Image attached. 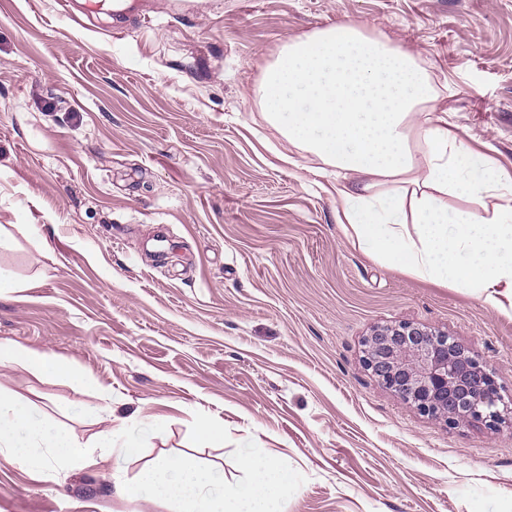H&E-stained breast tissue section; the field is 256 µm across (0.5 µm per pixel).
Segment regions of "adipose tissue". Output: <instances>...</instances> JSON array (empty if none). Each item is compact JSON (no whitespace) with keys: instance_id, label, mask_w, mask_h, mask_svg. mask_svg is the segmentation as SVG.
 I'll return each mask as SVG.
<instances>
[{"instance_id":"adipose-tissue-1","label":"adipose tissue","mask_w":512,"mask_h":512,"mask_svg":"<svg viewBox=\"0 0 512 512\" xmlns=\"http://www.w3.org/2000/svg\"><path fill=\"white\" fill-rule=\"evenodd\" d=\"M263 120L294 149L335 168L339 223L354 244L441 286L463 288L512 319V174L448 128L424 61L355 25H334L284 44L265 71ZM467 208L452 209L449 197ZM111 434L81 441L36 419L0 390V457L33 472L107 463ZM255 488L212 493L209 470L184 457L154 459L119 498L146 484L172 512H278L290 485L271 457L244 455Z\"/></svg>"}]
</instances>
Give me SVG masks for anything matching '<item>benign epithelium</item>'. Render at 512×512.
I'll return each mask as SVG.
<instances>
[{"mask_svg": "<svg viewBox=\"0 0 512 512\" xmlns=\"http://www.w3.org/2000/svg\"><path fill=\"white\" fill-rule=\"evenodd\" d=\"M364 362L385 388L450 426L496 427L512 417L487 366L443 332L406 322L380 327L365 341Z\"/></svg>", "mask_w": 512, "mask_h": 512, "instance_id": "7a95c632", "label": "benign epithelium"}]
</instances>
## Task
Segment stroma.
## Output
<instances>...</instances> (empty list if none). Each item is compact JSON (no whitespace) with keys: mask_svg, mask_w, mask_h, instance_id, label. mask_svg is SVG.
I'll use <instances>...</instances> for the list:
<instances>
[{"mask_svg":"<svg viewBox=\"0 0 512 512\" xmlns=\"http://www.w3.org/2000/svg\"><path fill=\"white\" fill-rule=\"evenodd\" d=\"M0 0V388L86 440L140 453L35 474L0 458V512H168L116 497L161 454L249 487L241 454L287 472L283 512H512V425L451 427L384 388L373 330L447 333L512 399V320L344 237L332 168L262 119L289 40L355 24L419 56L460 137L512 171V0ZM50 252H42L41 241ZM100 406L98 417L85 410ZM224 423L218 442L196 423ZM2 358L10 359L24 368L40 374L65 375L68 373V368L64 364L20 345H10L5 348L0 345V359L2 360Z\"/></svg>","mask_w":512,"mask_h":512,"instance_id":"stroma-1","label":"stroma"}]
</instances>
